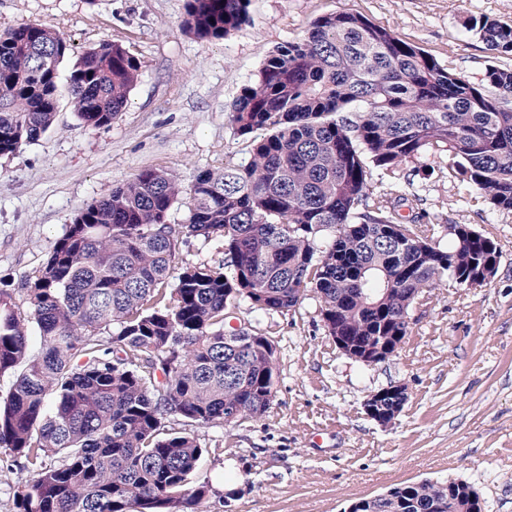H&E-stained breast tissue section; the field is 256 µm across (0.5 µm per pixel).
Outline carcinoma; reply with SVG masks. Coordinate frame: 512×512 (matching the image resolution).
I'll return each mask as SVG.
<instances>
[{"label": "carcinoma", "mask_w": 512, "mask_h": 512, "mask_svg": "<svg viewBox=\"0 0 512 512\" xmlns=\"http://www.w3.org/2000/svg\"><path fill=\"white\" fill-rule=\"evenodd\" d=\"M250 0H187L186 27L223 39ZM465 28L494 55L512 54V26ZM70 44L30 24L0 34V155L52 125ZM139 62L104 40L71 71L67 93L93 127L112 123ZM249 159L201 170L188 223H167L182 193L146 169L83 208L26 284L27 309L0 291V448L32 474L8 486L15 512H203L213 490L195 478L205 449L170 426L260 417L277 380L268 337L227 342L246 301L287 314L314 291L324 327L358 348L409 333V309L445 277L478 282L496 243L455 225L452 245L420 201L386 181L409 158L446 155L448 176L512 210V69L475 83L366 17L333 13L268 53L228 113ZM326 243H316L323 236ZM219 239L224 264L183 266L180 244ZM354 512H484L465 481L394 486Z\"/></svg>", "instance_id": "1"}]
</instances>
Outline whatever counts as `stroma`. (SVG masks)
Wrapping results in <instances>:
<instances>
[{
    "mask_svg": "<svg viewBox=\"0 0 512 512\" xmlns=\"http://www.w3.org/2000/svg\"><path fill=\"white\" fill-rule=\"evenodd\" d=\"M186 0H0V33L37 23L80 55L101 41L126 47L139 79L109 126L83 123L61 97L52 127L0 156V290L23 299L26 282L75 216L145 169L189 189L203 169L244 161L248 149L227 123L240 88L257 79L265 54L330 13H353L391 30L469 79L512 68L464 22L487 16L512 25V0H251L250 21L222 39L182 28ZM393 181L419 194L438 224H469L500 257L477 288L451 281L425 290L394 356L374 366L349 359L328 335L321 301L264 314L241 303L239 322L274 341L276 393L267 412L222 425L190 426L205 447L197 476L213 494L208 512H345L358 498L429 480L473 485L485 512H512V211L475 214L448 176V160H407ZM392 383L407 401L389 427L364 401ZM234 480L232 491L223 478Z\"/></svg>",
    "mask_w": 512,
    "mask_h": 512,
    "instance_id": "stroma-1",
    "label": "stroma"
}]
</instances>
